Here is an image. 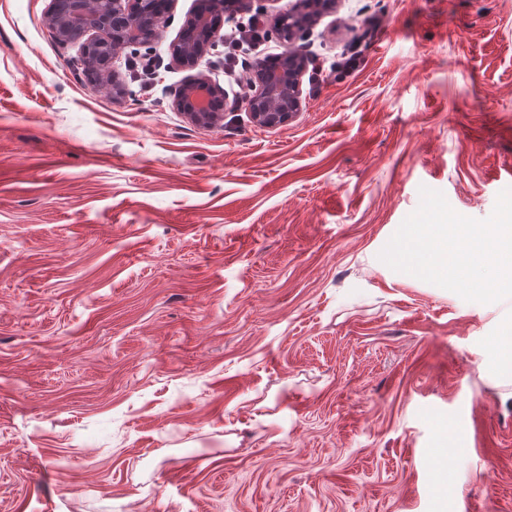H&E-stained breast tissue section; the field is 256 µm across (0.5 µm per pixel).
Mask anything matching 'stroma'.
Wrapping results in <instances>:
<instances>
[{"instance_id": "35a3bbf8", "label": "stroma", "mask_w": 512, "mask_h": 512, "mask_svg": "<svg viewBox=\"0 0 512 512\" xmlns=\"http://www.w3.org/2000/svg\"><path fill=\"white\" fill-rule=\"evenodd\" d=\"M49 4L0 0V512H512V298L378 258L512 188V0H338L274 128L174 109L194 0L123 100ZM293 5L196 70L241 96Z\"/></svg>"}]
</instances>
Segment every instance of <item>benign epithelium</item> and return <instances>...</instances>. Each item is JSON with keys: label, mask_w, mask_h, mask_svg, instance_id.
I'll list each match as a JSON object with an SVG mask.
<instances>
[{"label": "benign epithelium", "mask_w": 512, "mask_h": 512, "mask_svg": "<svg viewBox=\"0 0 512 512\" xmlns=\"http://www.w3.org/2000/svg\"><path fill=\"white\" fill-rule=\"evenodd\" d=\"M176 0H50L45 23L64 46H77L88 82L122 99L126 88L117 62L134 45H152L169 23ZM243 12L251 0H197L185 16L168 53L173 65L193 66L224 41L221 26L209 24L212 15ZM335 4V0H296L293 8L275 17V31L286 50L287 63L275 72L266 70L258 59L250 69L252 95L229 99L228 94L204 75L188 78L174 91L173 106L198 126L214 127L224 120V111L243 107L261 127H275L290 121L301 107V79L305 57L291 45Z\"/></svg>", "instance_id": "1"}]
</instances>
